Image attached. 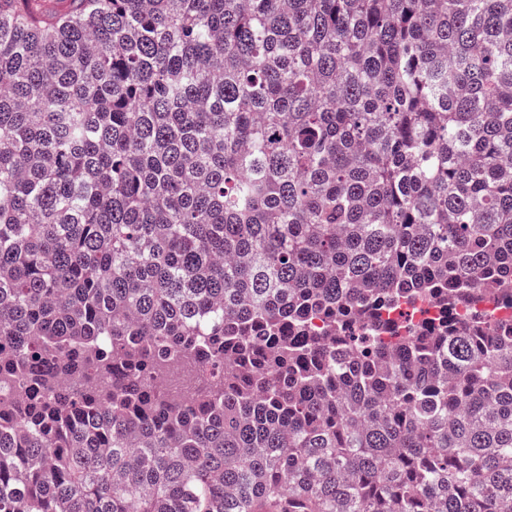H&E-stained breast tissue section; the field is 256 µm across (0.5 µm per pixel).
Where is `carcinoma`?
Wrapping results in <instances>:
<instances>
[{
  "instance_id": "1",
  "label": "carcinoma",
  "mask_w": 512,
  "mask_h": 512,
  "mask_svg": "<svg viewBox=\"0 0 512 512\" xmlns=\"http://www.w3.org/2000/svg\"><path fill=\"white\" fill-rule=\"evenodd\" d=\"M512 0H0V512H512Z\"/></svg>"
}]
</instances>
